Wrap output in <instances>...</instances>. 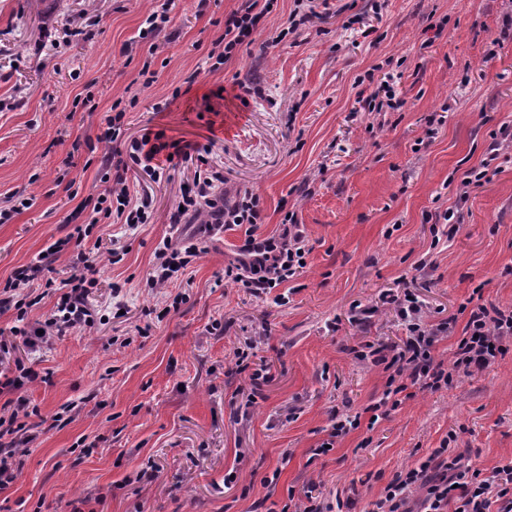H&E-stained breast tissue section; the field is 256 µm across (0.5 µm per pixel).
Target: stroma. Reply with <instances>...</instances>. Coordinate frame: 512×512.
I'll return each instance as SVG.
<instances>
[{
  "label": "stroma",
  "mask_w": 512,
  "mask_h": 512,
  "mask_svg": "<svg viewBox=\"0 0 512 512\" xmlns=\"http://www.w3.org/2000/svg\"><path fill=\"white\" fill-rule=\"evenodd\" d=\"M91 6L100 21L88 39L64 43L65 14ZM237 6L175 0L159 54L165 65L147 86L138 35L151 0H0V206L14 194L34 200L0 224V283L66 235L75 204L64 183L82 198L92 192L97 168L87 143L120 96L137 100L125 116L130 134L215 139L226 196L248 189L261 199L258 235L275 233L288 208L310 247L278 306L270 294L216 286L244 238V227L226 229L189 269V283L172 285L186 295L179 311L150 323L144 311L162 294L146 287V273L155 247L173 234L166 213L186 173L155 186L153 223L101 225L103 239L126 249L119 264L98 266L103 324L35 354L19 340L11 350L40 374L20 395L44 418L18 480L0 491L11 512H252L258 500L281 512L289 490L312 482L330 503L355 489L351 512H371L392 476L435 448L487 471L512 457V351L486 372L414 392L378 420L366 408L387 374L352 354L366 340L404 338L380 300L401 279H418L432 320L465 324L460 307L477 288L484 300L512 306V159L499 157L497 174L472 193L460 230L432 252L434 267H417L430 252L428 214L456 202L449 175L479 165L492 131L512 123V31L503 24L512 0H329L316 27L266 51L293 7L277 0L253 44L210 72L211 43ZM391 56L405 60L404 106L358 110V96L374 86L355 77ZM80 94L92 106L75 105ZM165 100L169 108L153 112ZM442 109L444 125L427 138V116ZM355 302L375 310L366 326L349 320ZM216 320L226 322L224 333L211 332ZM145 324L152 330L144 338L136 329ZM248 337L273 379L239 420L231 408L238 381L225 372ZM70 403L73 420L53 422ZM334 413L358 416L359 426L313 455ZM150 460L155 479L138 481ZM231 471L238 481L228 488ZM266 476L275 487H263Z\"/></svg>",
  "instance_id": "1"
}]
</instances>
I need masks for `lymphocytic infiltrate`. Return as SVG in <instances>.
Listing matches in <instances>:
<instances>
[{
	"instance_id": "1",
	"label": "lymphocytic infiltrate",
	"mask_w": 512,
	"mask_h": 512,
	"mask_svg": "<svg viewBox=\"0 0 512 512\" xmlns=\"http://www.w3.org/2000/svg\"><path fill=\"white\" fill-rule=\"evenodd\" d=\"M274 2L241 0L240 6L225 17L224 32L207 55L210 71L220 70L242 46L251 44L260 21ZM174 7L175 0H156L139 32L142 42L148 45L140 69L144 85L156 80L157 72L152 65L160 48L158 38L166 31ZM404 63L401 57L388 59L389 69L378 90L363 101L366 111L395 112L402 108L404 101L398 87L404 76ZM125 116V106L121 101H113L100 133L88 144L90 153L99 156V169L94 192L75 208L76 213L86 214L85 223L74 225L64 238L53 243L48 251L38 253L0 287V311H14L16 324L11 332L22 338L30 350L51 345L73 329L95 325L97 313L89 304V296L98 286L96 265L82 250L83 241L98 225L123 224L135 229L152 223L155 217L151 195L131 192L127 174L132 169L158 182L166 172L192 167V178L181 186L177 205L168 214L170 224L196 219L203 233L209 235L230 225L244 226L245 238L224 267L225 281L258 297L273 293L274 288L300 275L307 266L309 249L296 212H285L276 234L258 236L256 226L264 221L260 198L247 190L233 204L225 203L224 168L212 159V143L178 141L173 158L164 160L160 154L166 145L161 134L147 129L139 136H129ZM506 147L512 148V125L507 123L492 132L486 158L460 175L456 205L431 214V248H438L443 239L459 230L464 222V204L473 191L488 182L492 161ZM203 251L199 241L191 238L181 242L164 240L154 252L147 287H170ZM62 255L68 258L69 276L59 282L45 278V271L52 268L51 257ZM38 280L43 281L45 288H57L60 296L51 316L33 323L29 312L41 300L34 288ZM382 302L396 311L405 325L406 336L399 345L368 341L354 353L355 359L383 367L389 373L375 410L395 411L408 386L435 392L454 384L459 377L486 371L512 349L511 306L477 300L471 304L468 319L460 328L452 320L428 321L424 305L411 287L386 292ZM451 336L456 339L451 361L436 360V343ZM233 361L229 375L243 378L235 393L246 404H254L263 384L271 378L270 368L257 358L250 340L235 350ZM372 512H512V458L487 473L475 464L463 462L461 456H450L447 448L435 449L419 466L397 472L375 501Z\"/></svg>"
}]
</instances>
